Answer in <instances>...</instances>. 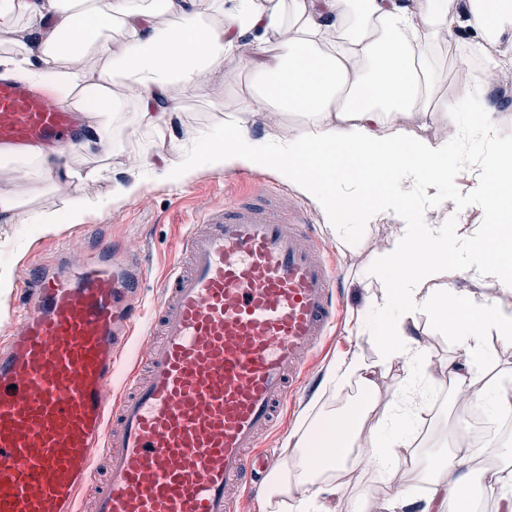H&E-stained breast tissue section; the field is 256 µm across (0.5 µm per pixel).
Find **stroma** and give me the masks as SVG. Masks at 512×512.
<instances>
[{
    "instance_id": "1",
    "label": "stroma",
    "mask_w": 512,
    "mask_h": 512,
    "mask_svg": "<svg viewBox=\"0 0 512 512\" xmlns=\"http://www.w3.org/2000/svg\"><path fill=\"white\" fill-rule=\"evenodd\" d=\"M244 59L240 53L227 60L223 77L209 83L195 99L182 102L166 128L153 131L141 127L137 103L131 99L112 124L110 151L83 144L72 149L70 164L74 169L101 171L100 176L81 183V192L89 199L107 204L106 210L87 215L83 223L71 224L64 217L72 191L68 183L51 181L34 167L20 175L14 168L0 166V189L12 188L24 194L23 222L0 223V275L11 284L8 292L0 293V341L21 327L19 287L34 268L61 253L70 264H80L87 256L90 242L96 239L126 247L140 267L145 283L139 296L143 315L122 351L115 385L106 392V401H113L118 384L149 349L151 315L163 296L165 278L176 258L179 240L217 205L256 195H276L284 208L303 212L307 217L321 256L335 272L339 289V312L334 325L308 356L304 383L292 391L274 430L262 440L260 456L272 457L275 468L280 469L297 460L295 448L288 443L295 431L308 427L318 415H338L356 404L350 396V386L333 389L327 379L339 361L353 354L369 359L377 355L373 338L362 334L360 327L372 320L368 302L380 294L381 288L376 282L364 288L360 282L388 247L394 218L373 224L352 221L348 238H341L326 223L314 197L297 184L284 181L272 167L225 173L202 166L178 184L145 170L141 173L140 192L134 199L113 198L115 187L125 179L131 162L146 157L171 163L177 158L178 144L187 138L223 134L226 114L239 108L245 97L248 74ZM446 134L460 144L462 152L447 191L458 198L469 223H480V213L467 192L491 142L468 137L455 126L447 127ZM47 211L57 212L61 219L51 230L43 231L36 218ZM413 335L424 348L431 373L441 376L449 359L457 355L455 337L438 328L428 315L418 317ZM465 417L448 389L425 391L413 423L414 434L399 457L382 471L359 463L342 474L338 485L341 512H380L384 506L389 512H422L428 495L420 490L423 480L414 466L413 455L429 451L438 442H457ZM397 486L407 488V496L389 500L390 490Z\"/></svg>"
}]
</instances>
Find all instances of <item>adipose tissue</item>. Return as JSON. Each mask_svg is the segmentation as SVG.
Wrapping results in <instances>:
<instances>
[{
	"mask_svg": "<svg viewBox=\"0 0 512 512\" xmlns=\"http://www.w3.org/2000/svg\"><path fill=\"white\" fill-rule=\"evenodd\" d=\"M212 7L208 21L199 0H0V41L12 46L0 65L77 102L89 137L105 150L112 115L124 108L114 86L134 93L142 126L161 128L179 100L195 98L222 76L227 59L249 47L257 54L249 92L227 114L223 140L179 144L177 161L160 175L177 183L202 163L224 172L272 165L319 196L332 227L353 215L367 224L397 218L369 273L383 290L373 302L381 321L370 329L377 357L352 356L329 378L335 387L357 381L365 399L351 413L325 415L315 429L295 432L298 463L270 484L277 512H337V454L384 470L405 445L419 388L438 384L412 334L415 314L463 330L458 359L447 367L453 393H468L471 410L512 414V372L488 373V339L512 342V311L463 298L449 285L469 275L512 290V137H498L502 110L486 96L488 80L512 77V0H212ZM161 15L172 25H156ZM461 28L475 37L482 75L459 55L452 69L444 67L441 50ZM172 86L178 98L169 96ZM272 112H301L308 122L271 149L252 128ZM474 114L493 143L472 189L481 224L448 204L459 153L434 132ZM419 188L443 205L441 217L415 220ZM395 368L403 373L398 403L371 434L369 449L359 448L378 382ZM475 459L460 446L440 462L421 457L436 473L424 512H447Z\"/></svg>",
	"mask_w": 512,
	"mask_h": 512,
	"instance_id": "adipose-tissue-1",
	"label": "adipose tissue"
}]
</instances>
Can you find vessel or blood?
I'll list each match as a JSON object with an SVG mask.
<instances>
[{
  "label": "vessel or blood",
  "instance_id": "b4317fda",
  "mask_svg": "<svg viewBox=\"0 0 512 512\" xmlns=\"http://www.w3.org/2000/svg\"><path fill=\"white\" fill-rule=\"evenodd\" d=\"M75 110L0 76V150L76 144ZM158 342L113 402L138 320L133 259L111 243L57 257L22 290L0 347V512H232L255 450L336 314L333 271L274 198L216 208L178 246Z\"/></svg>",
  "mask_w": 512,
  "mask_h": 512
}]
</instances>
